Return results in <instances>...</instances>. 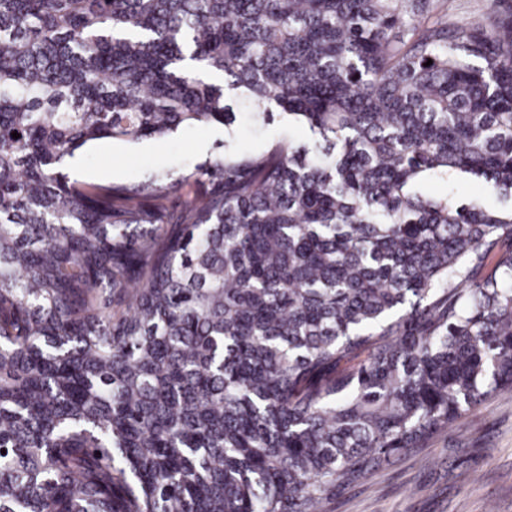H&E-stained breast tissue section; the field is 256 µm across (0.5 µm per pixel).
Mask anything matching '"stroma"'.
<instances>
[{"label":"stroma","mask_w":512,"mask_h":512,"mask_svg":"<svg viewBox=\"0 0 512 512\" xmlns=\"http://www.w3.org/2000/svg\"><path fill=\"white\" fill-rule=\"evenodd\" d=\"M284 134L303 141L308 129L278 119L258 129L241 122L232 137L221 125L197 124L136 143L103 139L76 152L63 171L102 185L156 172L174 180L223 153L225 142L248 153ZM326 512H512V391L492 396L424 447L340 489Z\"/></svg>","instance_id":"obj_1"}]
</instances>
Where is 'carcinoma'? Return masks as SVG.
I'll list each match as a JSON object with an SVG mask.
<instances>
[{"instance_id": "cac0c4a2", "label": "carcinoma", "mask_w": 512, "mask_h": 512, "mask_svg": "<svg viewBox=\"0 0 512 512\" xmlns=\"http://www.w3.org/2000/svg\"><path fill=\"white\" fill-rule=\"evenodd\" d=\"M496 4L0 0V512H322L512 391ZM239 105L310 138L61 171ZM448 15L454 17L487 13L496 5V0H447ZM227 133L222 125L197 124L176 134L126 143L103 139L76 152L63 172L70 180L109 185L130 183L161 172L167 180L224 152Z\"/></svg>"}]
</instances>
